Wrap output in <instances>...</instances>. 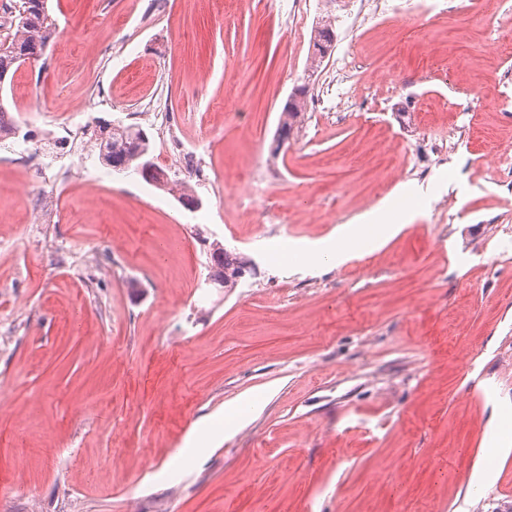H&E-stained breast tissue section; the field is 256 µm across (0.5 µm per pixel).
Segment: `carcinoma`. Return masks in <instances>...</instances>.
<instances>
[{
  "mask_svg": "<svg viewBox=\"0 0 512 512\" xmlns=\"http://www.w3.org/2000/svg\"><path fill=\"white\" fill-rule=\"evenodd\" d=\"M15 11L16 31L9 47L0 50V84L18 69L19 62L22 61L21 55L25 54L35 61L40 59L57 34L56 19L50 10L40 8V0H19ZM136 133V127L121 125L104 136L97 135L96 142L101 159L111 167L120 164L128 168L138 167ZM208 253L211 269L209 276L222 279L221 287L226 288L233 282L226 275L227 269L245 272L244 259L224 251L220 243H211Z\"/></svg>",
  "mask_w": 512,
  "mask_h": 512,
  "instance_id": "obj_1",
  "label": "carcinoma"
}]
</instances>
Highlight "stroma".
<instances>
[{
    "label": "stroma",
    "instance_id": "obj_1",
    "mask_svg": "<svg viewBox=\"0 0 512 512\" xmlns=\"http://www.w3.org/2000/svg\"><path fill=\"white\" fill-rule=\"evenodd\" d=\"M479 3L379 22L358 0H50L57 36L0 84L17 137L75 133L61 166L0 147L14 512H512V0ZM99 118L143 129L202 207L105 164ZM408 182L418 215L381 249L278 257ZM213 241L253 264L233 287L206 282Z\"/></svg>",
    "mask_w": 512,
    "mask_h": 512
}]
</instances>
